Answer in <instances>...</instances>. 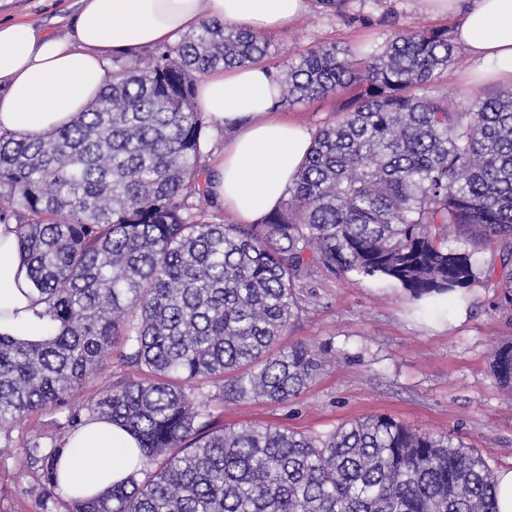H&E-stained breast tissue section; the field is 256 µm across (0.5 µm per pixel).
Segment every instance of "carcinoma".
<instances>
[{"label":"carcinoma","instance_id":"carcinoma-1","mask_svg":"<svg viewBox=\"0 0 512 512\" xmlns=\"http://www.w3.org/2000/svg\"><path fill=\"white\" fill-rule=\"evenodd\" d=\"M268 42L204 20L129 64L71 124L28 138L0 130V224L15 221L37 296L38 339L0 334V439L18 420L68 406L115 347L130 377L68 416L120 424L140 469L66 512H497L482 457L386 416L326 438L272 425L210 427L211 383L234 399L284 403L323 366L278 342L317 269L381 278L417 300L459 297L477 275L512 305V90L464 111L431 93L448 67L446 29L405 31L354 59L320 46L277 77L280 105L354 86L321 127L285 206L226 224L207 175L197 78L258 64ZM498 252L476 264V247ZM492 373L512 390V343ZM64 446L27 442L44 493Z\"/></svg>","mask_w":512,"mask_h":512}]
</instances>
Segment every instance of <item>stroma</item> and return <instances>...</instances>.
<instances>
[{"label": "stroma", "instance_id": "35a3bbf8", "mask_svg": "<svg viewBox=\"0 0 512 512\" xmlns=\"http://www.w3.org/2000/svg\"><path fill=\"white\" fill-rule=\"evenodd\" d=\"M471 0L454 12L432 14L424 0H343L342 13L323 12L317 0L286 27L265 33L273 74L322 45L359 55L382 50L398 32L429 28L455 31ZM78 0H0V20L19 21L48 33L74 17ZM474 63L464 47L438 72L434 93L461 110L472 100L512 89V79L471 77ZM353 96L345 89L315 101L281 108V115L309 132L335 122ZM301 308L281 339L330 347L309 387L282 404L234 400L213 394V428L278 425L325 436L346 421L384 415L420 433L450 437L480 454L491 472L512 469V392L491 372L494 350L512 342V306L501 300L496 283L475 282L455 302L414 299L391 282L353 273L316 271L300 291ZM66 414L32 413L14 424L11 443L0 444V512H65V498H43L42 470L28 464L24 442L33 435L63 440Z\"/></svg>", "mask_w": 512, "mask_h": 512}]
</instances>
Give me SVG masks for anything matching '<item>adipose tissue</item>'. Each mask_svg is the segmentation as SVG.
Wrapping results in <instances>:
<instances>
[{
	"instance_id": "1",
	"label": "adipose tissue",
	"mask_w": 512,
	"mask_h": 512,
	"mask_svg": "<svg viewBox=\"0 0 512 512\" xmlns=\"http://www.w3.org/2000/svg\"><path fill=\"white\" fill-rule=\"evenodd\" d=\"M304 0H79L64 35L0 21V128L37 137L70 124L100 95L112 56L171 44L202 17L262 34L293 20ZM479 66L512 77V0H473L456 31ZM280 90L261 64L209 73L197 104L233 137L212 158V189L226 212L252 224L275 209L310 148L311 135L276 115ZM35 296L15 224H0V333L36 336ZM136 439L93 419L72 435L59 464L71 497L92 496L138 468Z\"/></svg>"
}]
</instances>
